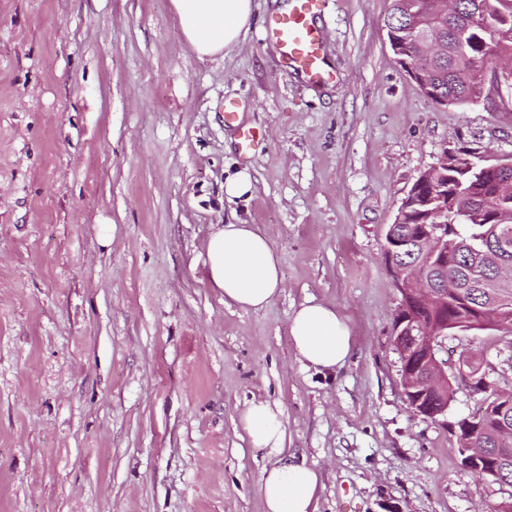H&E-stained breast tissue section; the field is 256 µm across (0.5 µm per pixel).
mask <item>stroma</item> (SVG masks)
<instances>
[{"mask_svg": "<svg viewBox=\"0 0 512 512\" xmlns=\"http://www.w3.org/2000/svg\"><path fill=\"white\" fill-rule=\"evenodd\" d=\"M390 0H326L309 87L264 40L281 0L225 57L201 60L170 0H0V512H263L277 453L254 452L246 401L282 411L284 448L322 474L317 512H481L501 485L460 463L448 422L413 415L392 342L384 256L401 199L441 150L512 154V90L441 105L396 62ZM237 118L224 119L227 103ZM266 135L251 160L240 132ZM247 171L249 199L224 181ZM255 224L284 288L228 306L205 278L213 225ZM347 318L336 372L305 367L300 303ZM499 331H458L512 382Z\"/></svg>", "mask_w": 512, "mask_h": 512, "instance_id": "35a3bbf8", "label": "stroma"}]
</instances>
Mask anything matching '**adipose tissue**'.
<instances>
[{
    "mask_svg": "<svg viewBox=\"0 0 512 512\" xmlns=\"http://www.w3.org/2000/svg\"><path fill=\"white\" fill-rule=\"evenodd\" d=\"M180 31L199 59L224 56L236 47L250 25L253 0H171ZM205 276L224 302L262 309L283 291L280 259L268 235L254 224L215 225L206 241ZM290 335L300 359L319 371L333 372L347 361L352 331L336 308L306 301L294 311ZM253 448H282L281 411L254 400L240 413ZM321 474L294 457L279 458L266 468L260 492L264 512H316Z\"/></svg>",
    "mask_w": 512,
    "mask_h": 512,
    "instance_id": "1",
    "label": "adipose tissue"
}]
</instances>
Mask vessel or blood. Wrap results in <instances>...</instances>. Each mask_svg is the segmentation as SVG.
<instances>
[{
    "label": "vessel or blood",
    "mask_w": 512,
    "mask_h": 512,
    "mask_svg": "<svg viewBox=\"0 0 512 512\" xmlns=\"http://www.w3.org/2000/svg\"><path fill=\"white\" fill-rule=\"evenodd\" d=\"M325 0H289L285 11L271 15L264 36L284 63L300 72L314 88L326 84L331 71L324 56V36L318 24Z\"/></svg>",
    "instance_id": "vessel-or-blood-1"
}]
</instances>
